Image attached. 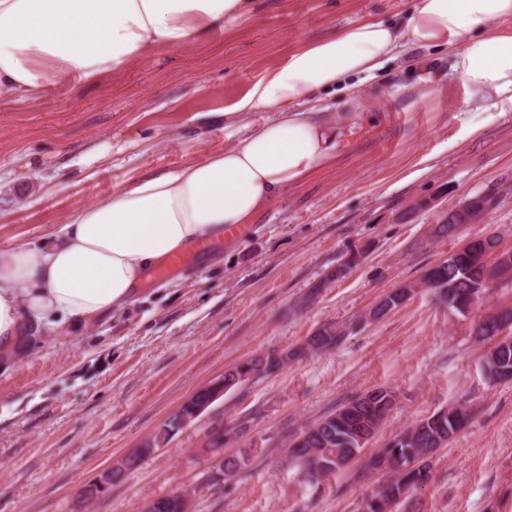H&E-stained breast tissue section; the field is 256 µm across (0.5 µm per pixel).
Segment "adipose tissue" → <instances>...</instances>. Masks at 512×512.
<instances>
[{"label":"adipose tissue","mask_w":512,"mask_h":512,"mask_svg":"<svg viewBox=\"0 0 512 512\" xmlns=\"http://www.w3.org/2000/svg\"><path fill=\"white\" fill-rule=\"evenodd\" d=\"M249 0H0V89L34 100L177 49L244 13ZM446 47L477 108L512 111V0H419L397 24L367 19L303 43L225 110L236 141L203 160L120 186L65 224L0 248V350L27 324L81 325L129 303L159 261L247 224L335 163L337 126L364 118L357 77L400 49ZM343 88L337 125L320 92Z\"/></svg>","instance_id":"1"}]
</instances>
